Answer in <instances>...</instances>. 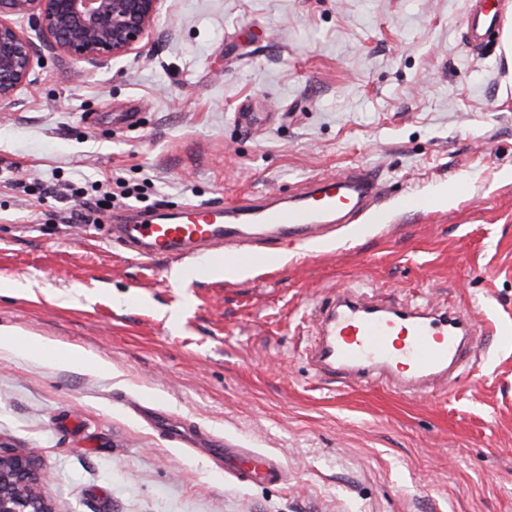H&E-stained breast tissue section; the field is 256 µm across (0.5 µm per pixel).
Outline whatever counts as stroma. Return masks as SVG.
I'll list each match as a JSON object with an SVG mask.
<instances>
[{
	"label": "stroma",
	"instance_id": "stroma-1",
	"mask_svg": "<svg viewBox=\"0 0 512 512\" xmlns=\"http://www.w3.org/2000/svg\"><path fill=\"white\" fill-rule=\"evenodd\" d=\"M166 0L145 51L45 57L0 104V331L76 346L111 372L0 348V446L34 448L54 512H512V0ZM356 169L375 213L273 267L225 278L140 260L130 209L300 195ZM143 197L66 224L52 180ZM463 184L465 195L442 199ZM436 206L399 208L408 194ZM22 283L9 294L5 283ZM465 311L478 336L448 391L321 376L305 349L349 289ZM277 457L223 477L141 408ZM237 465L248 466L266 480H277L283 473L281 462L273 455L254 453L252 455H243L237 458Z\"/></svg>",
	"mask_w": 512,
	"mask_h": 512
}]
</instances>
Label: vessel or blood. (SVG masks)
Listing matches in <instances>:
<instances>
[{"instance_id": "b4317fda", "label": "vessel or blood", "mask_w": 512, "mask_h": 512, "mask_svg": "<svg viewBox=\"0 0 512 512\" xmlns=\"http://www.w3.org/2000/svg\"><path fill=\"white\" fill-rule=\"evenodd\" d=\"M376 194L374 177L355 171L336 182L312 186L289 202L196 204L172 223L141 210L136 223L113 225L112 236L141 257L184 260L195 268H221L231 261L270 265L278 242L302 247L319 243L344 217L373 202ZM467 333L458 313L390 305L356 291L334 299L309 358L321 372L353 379L400 368L404 375L396 386L412 392L447 382ZM237 463L266 480L279 479L283 473L278 458L270 454L243 455Z\"/></svg>"}]
</instances>
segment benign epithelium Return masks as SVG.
<instances>
[{
  "label": "benign epithelium",
  "mask_w": 512,
  "mask_h": 512,
  "mask_svg": "<svg viewBox=\"0 0 512 512\" xmlns=\"http://www.w3.org/2000/svg\"><path fill=\"white\" fill-rule=\"evenodd\" d=\"M166 0H0V102L33 85L37 53L11 20L28 18L42 42L75 64L141 53ZM32 451L0 449V512H52Z\"/></svg>",
  "instance_id": "7a95c632"
}]
</instances>
